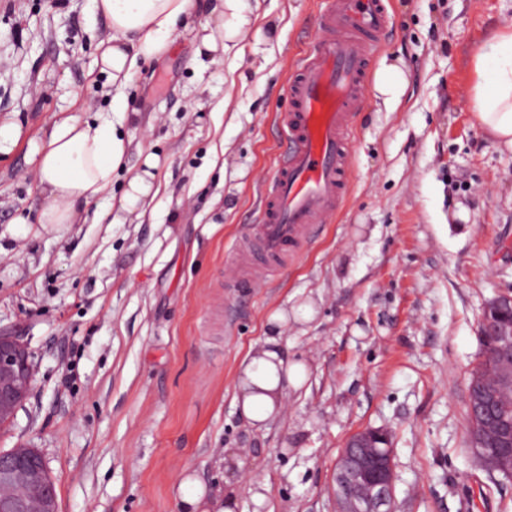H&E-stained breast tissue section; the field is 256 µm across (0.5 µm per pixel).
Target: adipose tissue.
<instances>
[{
    "instance_id": "adipose-tissue-1",
    "label": "adipose tissue",
    "mask_w": 512,
    "mask_h": 512,
    "mask_svg": "<svg viewBox=\"0 0 512 512\" xmlns=\"http://www.w3.org/2000/svg\"><path fill=\"white\" fill-rule=\"evenodd\" d=\"M193 0H93L96 13L110 23L111 38L103 42L100 71L111 84L113 107L127 110L123 92L143 64L160 56L180 25L190 18ZM476 79L471 88L478 125L499 144L512 150V25L496 31L474 54ZM127 150L123 134L113 122L70 117L55 126L38 150L36 178L45 199L40 221L71 224L78 204L112 186ZM282 314H272L262 348L241 363L235 396L242 419L264 427L282 409L288 389L298 388L303 364L288 359L282 348ZM242 462L234 449L224 451V496L204 499L202 492L184 491L183 512H236Z\"/></svg>"
}]
</instances>
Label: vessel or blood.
<instances>
[{
	"label": "vessel or blood",
	"mask_w": 512,
	"mask_h": 512,
	"mask_svg": "<svg viewBox=\"0 0 512 512\" xmlns=\"http://www.w3.org/2000/svg\"><path fill=\"white\" fill-rule=\"evenodd\" d=\"M388 25L381 0H328L320 12V37L288 85L287 111L276 116L284 151L253 228L261 266L286 264L335 216L347 190L351 119L363 108L371 57Z\"/></svg>",
	"instance_id": "b4317fda"
}]
</instances>
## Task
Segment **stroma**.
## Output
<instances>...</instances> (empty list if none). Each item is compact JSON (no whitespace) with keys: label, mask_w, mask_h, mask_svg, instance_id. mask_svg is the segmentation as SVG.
Wrapping results in <instances>:
<instances>
[{"label":"stroma","mask_w":512,"mask_h":512,"mask_svg":"<svg viewBox=\"0 0 512 512\" xmlns=\"http://www.w3.org/2000/svg\"><path fill=\"white\" fill-rule=\"evenodd\" d=\"M385 6L374 60L399 72L403 106L369 84L334 221L287 266L228 288L324 0H233L223 51L202 55L197 0L132 76L134 122L98 74L112 30L92 0H0V329L36 365L0 449L44 456L58 512H179L182 480L222 486L228 448L259 478L238 512H334L336 459L365 428L390 434L395 512H512V481L474 458L466 411L483 308L512 290V151L474 119L471 58L512 24V0ZM98 114L121 122L125 168L75 223H40L38 148L61 120ZM135 176L149 190L128 211ZM278 311L307 375L251 429L236 371Z\"/></svg>","instance_id":"35a3bbf8"}]
</instances>
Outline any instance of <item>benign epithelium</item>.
<instances>
[{"label": "benign epithelium", "mask_w": 512, "mask_h": 512, "mask_svg": "<svg viewBox=\"0 0 512 512\" xmlns=\"http://www.w3.org/2000/svg\"><path fill=\"white\" fill-rule=\"evenodd\" d=\"M479 336L498 363L501 390L512 392V292L489 300L483 309ZM34 380L29 352L15 330L0 332V425L12 422L28 399ZM466 405L479 418L470 428L469 443L479 463L489 472L512 480V401H499L483 389L478 374L467 383ZM507 437L497 448L491 438ZM395 464L389 434L366 428L352 435L337 457L333 476L336 512H395ZM42 455L19 445L0 451V487L11 493L0 497V512H29L32 501L40 512H56L54 483Z\"/></svg>", "instance_id": "1"}]
</instances>
